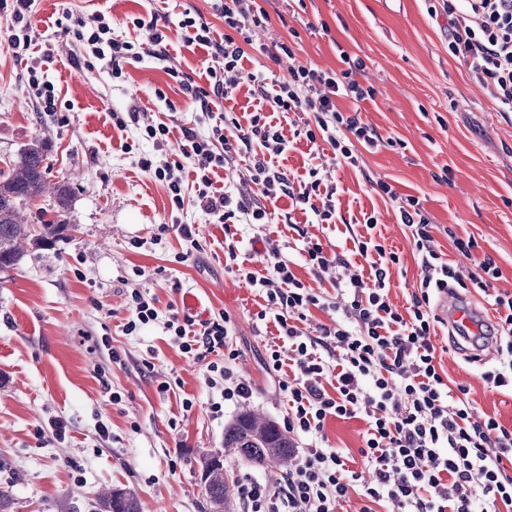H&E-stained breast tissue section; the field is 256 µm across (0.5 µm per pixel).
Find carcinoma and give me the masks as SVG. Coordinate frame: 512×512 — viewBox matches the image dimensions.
<instances>
[{
    "mask_svg": "<svg viewBox=\"0 0 512 512\" xmlns=\"http://www.w3.org/2000/svg\"><path fill=\"white\" fill-rule=\"evenodd\" d=\"M49 146L33 140L25 145L16 159L10 161L9 172L0 170V271L19 265L31 252L67 236L76 230L71 223L73 192L64 181L50 183ZM51 191L57 220L48 221L34 230L24 223L28 202L37 195ZM295 443L276 421L254 410L244 408L224 427V447L218 455L246 458L257 469L280 470L293 458ZM199 467L206 470L207 491L204 495L209 509L236 512L237 499L224 480V464L212 466L202 455Z\"/></svg>",
    "mask_w": 512,
    "mask_h": 512,
    "instance_id": "obj_1",
    "label": "carcinoma"
}]
</instances>
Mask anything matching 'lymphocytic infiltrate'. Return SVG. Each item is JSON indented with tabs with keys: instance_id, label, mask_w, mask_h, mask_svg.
Listing matches in <instances>:
<instances>
[{
	"instance_id": "1",
	"label": "lymphocytic infiltrate",
	"mask_w": 512,
	"mask_h": 512,
	"mask_svg": "<svg viewBox=\"0 0 512 512\" xmlns=\"http://www.w3.org/2000/svg\"><path fill=\"white\" fill-rule=\"evenodd\" d=\"M438 3L448 18L449 55L467 66L499 111L512 112V0ZM217 10L228 29L220 42L212 39L207 23L189 15L180 22L187 43L211 57L205 88L180 78L169 66L157 16L134 18V26L147 33L139 42L119 38L101 11L88 17L66 13L59 29L72 56L105 62L116 79L132 61L150 57L166 63L168 75L179 78L183 94L200 112H209L212 98L228 97L243 84L262 105L244 121L225 113L205 136L185 129L181 159L143 155L137 161L166 188L175 211L184 206L182 173L192 169L200 209L224 227L225 270L257 291L264 301L259 320L272 321L288 341L287 355L275 351L271 360L274 371L290 369L278 389L288 402L283 426L300 445L279 483L239 479L244 512H339L357 482L363 485L360 512H512V429L496 417L473 414L466 387L451 388L439 373L432 342L440 322L433 299L474 290L496 314L484 333L495 339L497 357L482 377L495 389L512 390V293L496 287L500 267L493 256L480 253L474 237L453 231L449 241L471 265L451 263L435 242L420 199L400 194L386 181L373 182L372 188L392 202L423 271L407 310L389 299L390 270L401 257L376 237L378 219L372 214L363 217L364 233L353 235L352 251L340 254L328 252L319 237L297 222L289 224L314 278L337 271L335 295L299 279L282 246L271 239L265 242L264 272L242 267L238 228L263 229L270 220L267 202L290 199L309 224L345 221L336 180L315 166L306 176L288 175L275 168V158L303 139L327 144L339 162L358 170L363 152L377 151L384 140L361 116L360 103L374 98L375 90L361 82L366 65L359 55L341 53L342 68L336 72L309 65L291 68L287 79L272 86L265 75L244 73L242 67L243 45L253 29L269 24L268 12L257 0H222ZM345 100L350 108H342ZM272 111L291 112L301 120L287 135L269 120ZM240 158L250 161L253 190H217L216 171H233ZM355 254L366 260V268H353ZM315 309L335 317L310 333L302 325ZM166 328L184 353L213 355L208 370L222 387L213 413H223L225 403L251 397L249 383L234 370L240 351L228 314L201 323L174 316ZM330 417L367 422L360 450L364 471L348 468L343 453L325 445L321 432Z\"/></svg>"
}]
</instances>
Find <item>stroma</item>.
I'll return each instance as SVG.
<instances>
[{"mask_svg": "<svg viewBox=\"0 0 512 512\" xmlns=\"http://www.w3.org/2000/svg\"><path fill=\"white\" fill-rule=\"evenodd\" d=\"M215 0H35L34 40L28 55L13 56L7 38L12 20L0 10V168L22 146L41 139L51 148L54 174L73 189L77 231L26 256L0 273V490L12 498L11 512H96L100 490L123 487L137 493L141 512H206L198 485L197 459L221 447L224 427L239 408L226 404L214 417L219 389L209 387L207 362L183 353L165 329L171 314L209 320L226 312L241 352L236 368L251 384V407L282 421L286 400L279 373L269 363L275 327L257 318L262 298L224 270V227L195 203V175L184 172V207L172 214L165 187L142 172L139 156L154 154L136 126L118 130L112 112L138 107L169 126L166 153L177 155L182 131L204 134L180 84L152 59L126 64L112 78L103 64L87 67L69 55L55 21L71 11L107 12L116 34L142 39L133 18L151 13L167 20L166 51L172 66L207 86L211 60L188 46L179 23L184 12L224 37ZM293 16L286 0H266L271 24L256 32L245 71L277 81L291 63L339 70L340 52L359 54L376 95L362 102L364 122L398 147L364 153L362 170L337 165L332 150L316 153L299 142L279 164L300 176L323 165L340 186L345 217L376 214L382 243L403 264L392 268L390 299L406 307L421 269L390 204L371 180L392 183L418 197L438 227L434 237L450 260L458 255L444 233L472 235L497 261L496 286L512 292V112L497 111L465 67L448 54L445 15L434 0H305ZM290 43L293 58L273 60L256 47ZM36 67L52 82L58 114L39 113L28 84ZM132 151H125V144ZM449 180H442L444 170ZM193 225L200 243L191 250L177 232L161 244L151 237L173 219ZM154 299L155 323L128 334L130 287ZM432 342L449 386L465 385L477 413L512 428V393L490 389L482 364H468L449 351L447 326ZM168 391H159L161 382ZM120 401H113V394ZM63 423L56 436L54 423ZM366 424L327 419L329 446L345 450L349 466H362Z\"/></svg>", "mask_w": 512, "mask_h": 512, "instance_id": "35a3bbf8", "label": "stroma"}]
</instances>
